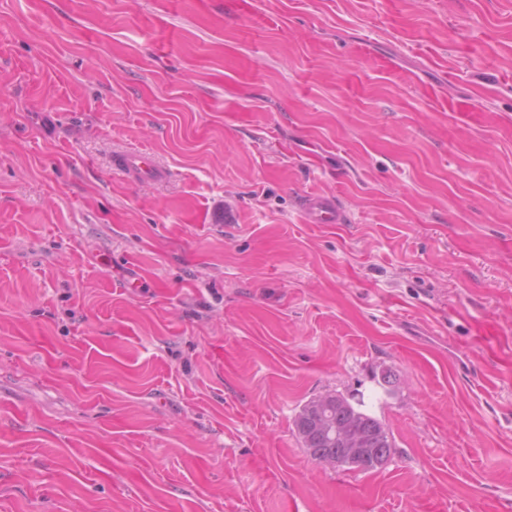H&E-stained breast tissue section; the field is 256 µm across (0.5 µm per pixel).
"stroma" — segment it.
<instances>
[{
  "instance_id": "stroma-1",
  "label": "stroma",
  "mask_w": 512,
  "mask_h": 512,
  "mask_svg": "<svg viewBox=\"0 0 512 512\" xmlns=\"http://www.w3.org/2000/svg\"><path fill=\"white\" fill-rule=\"evenodd\" d=\"M0 512H512V0H0ZM114 163L134 179H161L165 176V173L154 163L152 156L144 151L118 155ZM301 208L310 224H344L347 218L336 201L321 195H307L302 199ZM356 405V406H355ZM353 404L336 392L307 400L294 418L301 447L316 461H330L334 468L373 470L382 467L395 448L392 435L378 419L364 412V402ZM340 432L359 439L353 451Z\"/></svg>"
}]
</instances>
